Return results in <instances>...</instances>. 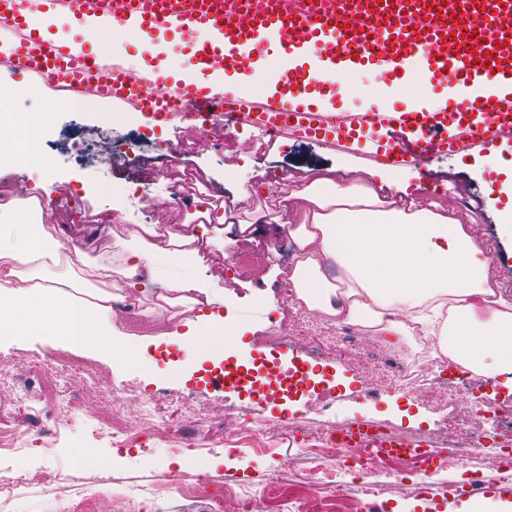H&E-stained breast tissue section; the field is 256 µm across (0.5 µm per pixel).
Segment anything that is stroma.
Wrapping results in <instances>:
<instances>
[{
	"instance_id": "obj_1",
	"label": "stroma",
	"mask_w": 512,
	"mask_h": 512,
	"mask_svg": "<svg viewBox=\"0 0 512 512\" xmlns=\"http://www.w3.org/2000/svg\"><path fill=\"white\" fill-rule=\"evenodd\" d=\"M92 49L144 71L156 70L171 81L195 68L194 46L176 37L154 46L107 30L96 35ZM22 81L16 71L0 65V91L11 92L13 112L40 118L37 149L48 169L34 170L20 160L0 167V205L39 197L59 210L62 220L85 229L84 263L62 257L59 265L41 273V284L57 286L80 276L88 286H97L91 262L112 254L116 242L129 239L139 224L179 228L204 223L217 229L226 215L238 224L261 218L283 225L276 237L249 232L242 243L248 252L243 260L228 259L225 236L218 233L202 261L182 272L223 288L222 315L240 334L231 361L241 371H256L260 356L280 370L305 365L315 378L303 394L286 397L271 390L260 400L237 387H213L216 368L205 355L198 356L194 371L169 378L174 360L186 357L174 337L196 330L200 312L158 308L156 297L166 291L163 275L145 280L135 295L152 333L128 332L120 308L106 317L128 346L143 352V359L119 361L108 347L77 344L64 336L0 335V369L28 391L23 398L0 396V437H12L23 425L33 432L23 450H0V475L45 471L71 487L68 496L56 499L41 485L27 483L11 497L0 495V512H236L245 498L251 499L253 512H368L370 500L352 485L362 476L359 461H350L345 470L331 465L321 451L322 436L335 433L338 420L356 418L402 432L415 443L431 442L457 418L447 394L452 386L467 393L470 406L461 439L489 429L512 437V394L494 390L482 375H463L433 359L416 337H408L396 351L389 341L373 336L371 327L360 328L370 346L426 374L443 399L395 383L372 384L359 359L316 357L306 341V323L291 309L295 292L287 279L294 264L287 231L306 222L307 209L283 202L285 190L329 177L349 187L377 186L386 209L400 206L406 195L425 207L438 204L480 243L490 257L496 290L511 301L512 236L503 230L506 195L503 177L490 161H512V149L442 153L418 170L391 168L383 179L379 163L365 154L325 142L271 139L246 126L228 143L201 149L197 142L203 134L193 123L156 126L131 105L104 99L87 110L77 96L44 84L24 95L14 90ZM422 94L434 102L441 96L429 84L394 87L376 74L352 73L340 82L334 107L339 112L403 110ZM184 180L194 183V191L188 202L171 205L174 185ZM279 325L291 338L288 347L270 340L257 344V337L269 339ZM33 357L58 362L63 377L35 375L29 367ZM491 394L498 402L493 410L484 404ZM144 400L157 418L179 428L180 437L154 433L141 421ZM57 401L68 410L60 415L56 433L42 437L43 409ZM292 415L302 417L305 435L291 431ZM257 422L267 426L259 438L251 434ZM101 425L110 428L111 437L93 436V428ZM186 437L191 447H184ZM89 448L96 453L91 461L84 457ZM176 471L187 479L174 489L168 477ZM475 472L492 483L512 480V471L501 473L488 456L474 453L464 463L450 454L438 462L433 477L412 470L397 473L403 489L387 495L383 512H470L467 491ZM195 474L204 475L205 484L194 485Z\"/></svg>"
}]
</instances>
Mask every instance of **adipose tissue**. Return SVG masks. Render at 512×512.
<instances>
[{
    "label": "adipose tissue",
    "instance_id": "ef3b65f1",
    "mask_svg": "<svg viewBox=\"0 0 512 512\" xmlns=\"http://www.w3.org/2000/svg\"><path fill=\"white\" fill-rule=\"evenodd\" d=\"M292 197L314 206L309 223L291 233L298 253L290 282L308 307L374 327L396 346L405 342V326L388 318V310L444 313L440 342L448 357L512 390V304L493 287L490 258L463 225L413 202L381 208L373 187H345L328 178L313 180ZM51 216L37 201L0 211V223L12 227L0 235L1 336H111V326L99 319L113 302L139 289L140 272L154 271L163 259L195 263L201 246L212 242L199 224L172 235L166 248L154 226L137 225L134 244L121 247L118 261L95 264L103 288L78 282L66 292L36 281L40 271L60 262L62 245L47 225ZM326 253L344 270L347 291L322 274L320 257ZM167 289L161 301L169 306L180 299L210 309L224 303L223 295L192 278H174Z\"/></svg>",
    "mask_w": 512,
    "mask_h": 512
}]
</instances>
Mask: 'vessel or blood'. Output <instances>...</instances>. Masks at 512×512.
Wrapping results in <instances>:
<instances>
[{
    "mask_svg": "<svg viewBox=\"0 0 512 512\" xmlns=\"http://www.w3.org/2000/svg\"><path fill=\"white\" fill-rule=\"evenodd\" d=\"M424 2L382 0L383 9L402 15L397 25L382 27L354 11L352 0H322L317 11L307 0H249L241 18L230 0H42L44 13L73 18L81 31L55 40L31 21L26 0H0V61L58 89L94 86L102 98L133 104L163 124L199 120L216 128L232 108L267 134L281 130L341 147L358 143L364 129L382 130L386 143L371 158L395 167H419L441 152L511 144L512 94L472 99L465 92L477 78L493 84L512 79V0H445L443 13L469 17L478 33L472 40L428 18ZM106 30L146 41L162 35L190 40L204 70H246L274 50L277 93L259 99L248 85L227 88L192 76L159 81L126 60L93 52L91 38ZM478 53L487 54V62H475ZM422 59L437 86L456 87L457 97L393 112H334L318 104L332 94L329 76L361 66L406 83ZM336 433L341 445L361 455L406 454L426 472L446 454L362 420L341 421Z\"/></svg>",
    "mask_w": 512,
    "mask_h": 512,
    "instance_id": "vessel-or-blood-1",
    "label": "vessel or blood"
}]
</instances>
